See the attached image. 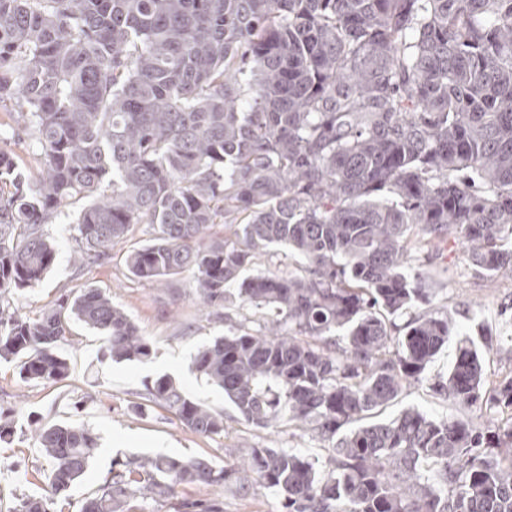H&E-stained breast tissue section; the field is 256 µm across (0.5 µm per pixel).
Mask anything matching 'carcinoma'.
<instances>
[{
	"instance_id": "carcinoma-1",
	"label": "carcinoma",
	"mask_w": 512,
	"mask_h": 512,
	"mask_svg": "<svg viewBox=\"0 0 512 512\" xmlns=\"http://www.w3.org/2000/svg\"><path fill=\"white\" fill-rule=\"evenodd\" d=\"M10 100L44 155L35 184L0 150V359L24 381L58 383L73 317L103 335L102 358L144 362L152 345L98 288L22 316L3 298L31 288L56 248L43 226L76 213L83 264L126 255L165 285L191 270L203 302L266 311L198 350L194 370L240 418L286 422L332 444L325 472L285 448H250L230 469L205 458L133 457L79 512H124L140 495L222 485L250 472L287 512H512V417L477 423L407 408L370 422L462 327L448 313L394 318L429 300L407 272L411 238L461 239L488 276H512V0H0V103ZM230 234L208 238L228 214ZM285 247L299 274L242 276ZM433 390L493 416L512 411V375L457 340ZM147 400L202 436L224 413L171 378ZM54 467L15 512H57L98 448L87 429L40 425ZM438 470L433 481L422 471Z\"/></svg>"
}]
</instances>
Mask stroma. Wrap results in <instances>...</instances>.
Wrapping results in <instances>:
<instances>
[{
    "mask_svg": "<svg viewBox=\"0 0 512 512\" xmlns=\"http://www.w3.org/2000/svg\"><path fill=\"white\" fill-rule=\"evenodd\" d=\"M0 149L12 154L17 168L35 179L44 162L40 146L20 134L16 115L0 111ZM77 204L62 207L46 232L55 239L58 254L43 280L10 298L13 309L35 315L63 294L93 286L109 294L153 345L149 361H108L101 357L99 333L74 321L71 337L60 353L69 363L68 377L57 384L25 382L15 363L0 361V408H12L14 440L0 447V512H14L21 496L46 488L53 461L36 441L35 423L63 422L84 426L98 440V449L86 476L69 498L59 500V512H78L85 494L98 487L113 462L132 457L164 454L176 458L203 457L224 465L246 448H286L298 451L324 467L333 453L327 442L312 432L280 424L259 429L244 422L218 387L192 368L198 348L216 337L230 334L241 324L263 325L264 311L238 303L212 311L204 308L193 286L194 275L184 272L169 287L161 288L129 274L128 250L151 237L146 224L133 225L124 242L114 246L111 259L76 266L71 254L77 247L73 226ZM409 269L427 272L430 284L428 310L448 313L485 353L491 370L512 372V278L490 279L479 273L460 241L447 239L412 252ZM455 352L444 347L429 365L422 381L408 385L379 417L388 420L415 407L435 418L458 416L477 422L488 418L485 410L451 404L431 387L436 376L447 374ZM169 376L191 399L224 414V433L207 438L183 427L176 417L146 402V385ZM216 500L224 512H283L282 498L254 480L232 477L224 486H177L175 496L163 502L130 499L126 512H193L195 503Z\"/></svg>",
    "mask_w": 512,
    "mask_h": 512,
    "instance_id": "1",
    "label": "stroma"
}]
</instances>
